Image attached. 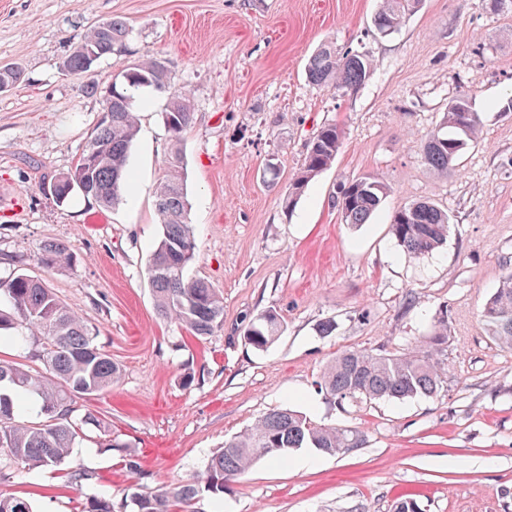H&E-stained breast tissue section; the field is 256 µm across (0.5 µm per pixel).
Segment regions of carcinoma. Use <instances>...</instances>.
<instances>
[{"label":"carcinoma","mask_w":512,"mask_h":512,"mask_svg":"<svg viewBox=\"0 0 512 512\" xmlns=\"http://www.w3.org/2000/svg\"><path fill=\"white\" fill-rule=\"evenodd\" d=\"M421 0H382L373 20L380 33L395 30L415 11ZM129 27L120 19H109L89 28L79 39L62 68L69 74L86 73V50L93 48L99 58L126 50ZM372 63L365 55L343 53L330 43L321 45L309 58L306 75L317 86L353 89L369 77ZM20 68L0 69V91L23 81ZM168 69L158 58L148 57L137 67L116 76L112 112L101 119L86 142L74 170L54 178L51 196L64 203L79 193L106 208L120 204L129 186V158L138 134L141 92L146 88L166 90ZM172 133V148L165 158L164 178L156 190L161 233L150 254L148 281L158 315L189 330L195 337L213 335L224 325L223 297L202 280L185 276L195 257V240L188 223V200L181 136L193 121L190 97L182 91L169 93L162 113ZM447 132L434 134L424 143V159L443 173L459 152L479 138L481 120L472 111L467 95L461 94L448 106L444 121ZM341 147V134L334 125L321 128L307 148L300 174L282 204L292 211L305 187L327 169ZM386 185L366 177L341 186L336 208L345 224L370 221L386 196ZM451 229L448 212L433 202L421 201L397 209L390 232L395 245L412 257L442 249ZM41 264L64 268L73 262L71 247L58 241H44L38 247ZM5 296L13 313L0 310V331L17 323L35 337L0 335L28 350L42 368L0 360V452L26 468H53L63 464L76 444L81 427L101 430L103 420L89 411L80 424L71 421V401L76 395H91L112 388L120 380V367L94 343L95 336L84 321L70 310L41 280L19 273L0 278V296ZM480 318L488 337L512 348V271L508 270L484 303ZM283 322L273 311L249 320L244 339L257 351L268 349L281 336ZM448 341V321L441 317L432 332L400 353L345 350L332 359L321 375V385L338 402L361 400L404 401L431 397L444 389L447 372L434 354ZM40 401L43 420H26L29 399ZM364 444L357 431L326 427L290 409H277L261 416L250 428L224 442L209 458L204 472L154 493L134 492L133 512H173L187 507L201 493L218 497L224 482L244 473L265 457L285 460L290 452L313 447L327 454L346 452ZM0 512H34L26 500L0 496Z\"/></svg>","instance_id":"cac0c4a2"}]
</instances>
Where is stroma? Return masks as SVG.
I'll return each instance as SVG.
<instances>
[{
    "label": "stroma",
    "mask_w": 512,
    "mask_h": 512,
    "mask_svg": "<svg viewBox=\"0 0 512 512\" xmlns=\"http://www.w3.org/2000/svg\"><path fill=\"white\" fill-rule=\"evenodd\" d=\"M381 0H0V68L25 80L0 91V277L44 279L121 368L99 396H77L74 416L99 412L106 429L74 448L61 469L16 478L0 455V494L35 512H83L105 493L124 503L199 475L208 457L274 408L362 432V447L314 448L263 459L224 486L223 512H392L397 497L422 512H512V349L486 335L479 311L512 265V9L489 0H421L393 33L372 19ZM112 18L130 29L129 52L91 75L60 69L79 36ZM367 55L359 88L318 87L305 64L324 42ZM166 62L172 89L191 95L182 141L196 256L187 277L224 299L223 327L204 339L162 319L147 279L160 225L155 190L170 136L167 93L142 94L140 131L123 203L81 195L58 203L44 183L73 169L102 118L100 86L141 59ZM468 94L482 122L439 173L422 144L443 130L449 103ZM342 146L292 213L283 194L321 127ZM375 177L388 194L369 223H342L341 185ZM431 201L453 219L446 246L413 258L390 218ZM70 245L72 267L49 270L38 245ZM272 310L284 333L248 345L249 319ZM448 314L438 358L448 373L431 398L339 404L320 387L344 350L397 352ZM335 329L323 336L319 323ZM127 443L136 470L117 468ZM80 468L90 475L67 483Z\"/></svg>",
    "instance_id": "1"
}]
</instances>
